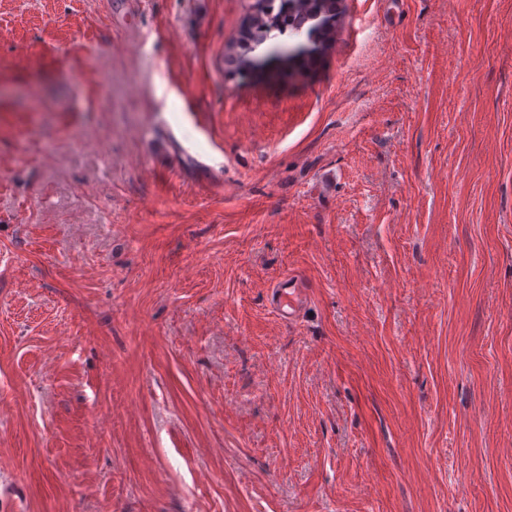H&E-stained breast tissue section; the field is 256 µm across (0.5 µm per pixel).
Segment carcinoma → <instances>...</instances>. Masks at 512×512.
I'll use <instances>...</instances> for the list:
<instances>
[{"label": "carcinoma", "instance_id": "obj_1", "mask_svg": "<svg viewBox=\"0 0 512 512\" xmlns=\"http://www.w3.org/2000/svg\"><path fill=\"white\" fill-rule=\"evenodd\" d=\"M342 0H255L243 21L230 63L238 76L270 77L266 63L274 60L280 73L306 70L335 35Z\"/></svg>", "mask_w": 512, "mask_h": 512}]
</instances>
